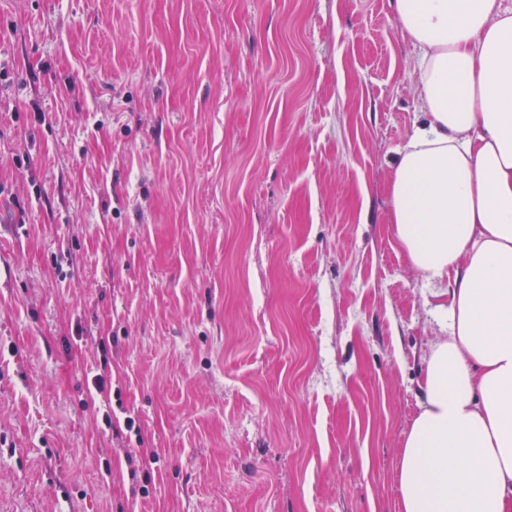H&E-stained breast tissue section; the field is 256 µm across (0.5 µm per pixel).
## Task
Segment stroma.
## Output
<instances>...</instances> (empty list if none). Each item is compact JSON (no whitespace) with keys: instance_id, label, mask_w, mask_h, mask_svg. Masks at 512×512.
<instances>
[{"instance_id":"35a3bbf8","label":"stroma","mask_w":512,"mask_h":512,"mask_svg":"<svg viewBox=\"0 0 512 512\" xmlns=\"http://www.w3.org/2000/svg\"><path fill=\"white\" fill-rule=\"evenodd\" d=\"M416 57L389 0H0V512H398Z\"/></svg>"}]
</instances>
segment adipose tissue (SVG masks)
<instances>
[{"instance_id": "ef3b65f1", "label": "adipose tissue", "mask_w": 512, "mask_h": 512, "mask_svg": "<svg viewBox=\"0 0 512 512\" xmlns=\"http://www.w3.org/2000/svg\"><path fill=\"white\" fill-rule=\"evenodd\" d=\"M390 5L418 51L423 114L398 154L390 221L411 266L448 295L399 512H512V7Z\"/></svg>"}]
</instances>
